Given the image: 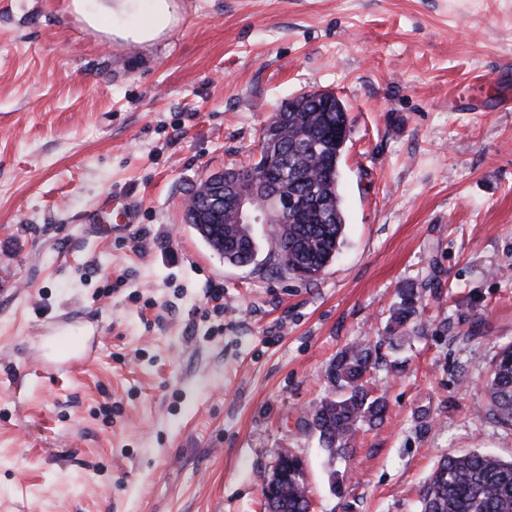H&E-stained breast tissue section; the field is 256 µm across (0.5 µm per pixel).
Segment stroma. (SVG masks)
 I'll use <instances>...</instances> for the list:
<instances>
[{
    "mask_svg": "<svg viewBox=\"0 0 512 512\" xmlns=\"http://www.w3.org/2000/svg\"><path fill=\"white\" fill-rule=\"evenodd\" d=\"M169 2L137 43L96 0H0V512H263L285 449L313 512H419L441 457L511 459L481 386L512 342V0ZM319 90L348 113L339 254L315 282L226 265L192 189ZM114 196L139 202L123 235ZM70 330L93 353L62 367L43 335ZM366 340L387 418L334 459L303 415ZM422 289L415 287L414 284L400 288L398 291V301L388 321V330L397 334L399 330L406 331L411 321L417 315L418 305L421 302Z\"/></svg>",
    "mask_w": 512,
    "mask_h": 512,
    "instance_id": "stroma-1",
    "label": "stroma"
}]
</instances>
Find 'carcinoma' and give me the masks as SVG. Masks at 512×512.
<instances>
[{"mask_svg":"<svg viewBox=\"0 0 512 512\" xmlns=\"http://www.w3.org/2000/svg\"><path fill=\"white\" fill-rule=\"evenodd\" d=\"M336 100L327 112L315 105L308 113V132L312 144L296 140V130L284 135L279 154L284 162L276 170L275 180L295 187L305 195L328 201L329 210L311 212L300 222L277 224L271 235L260 243L247 229L235 223L232 211L205 204L208 191L196 188L192 206L185 212L186 223L224 262L253 265L261 250L274 261L275 270H311L319 275L336 259L344 241L345 212L341 195L340 160L347 139L342 127L347 113ZM422 289L410 284L398 291V301L388 321V330L396 334L406 330L417 315ZM378 361L368 343H353L340 350L328 366L326 377L334 396L312 406L305 423L318 436L322 448L332 457L344 459L353 453V438L363 425L377 426L387 413V402L374 395L367 373ZM488 411L499 426L512 430V343L502 346L492 360L491 377L483 386ZM283 456V470L288 478L268 486L266 512H311L308 483L299 481L292 472L297 455ZM421 512H512V460L472 451L448 455L441 459L421 491Z\"/></svg>","mask_w":512,"mask_h":512,"instance_id":"carcinoma-1","label":"carcinoma"}]
</instances>
